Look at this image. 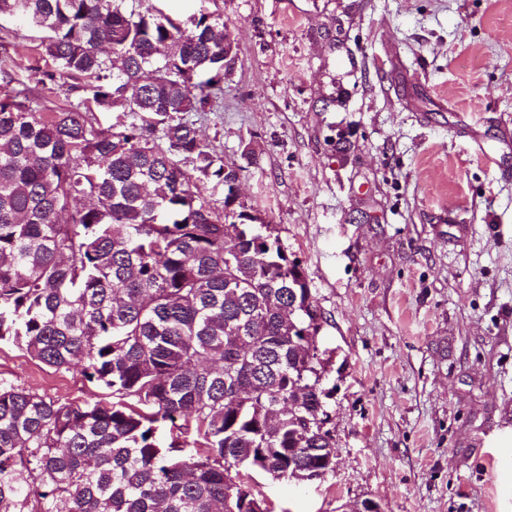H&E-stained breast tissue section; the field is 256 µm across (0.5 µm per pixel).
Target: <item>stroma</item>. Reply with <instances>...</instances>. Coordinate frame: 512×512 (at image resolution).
<instances>
[{"label": "stroma", "mask_w": 512, "mask_h": 512, "mask_svg": "<svg viewBox=\"0 0 512 512\" xmlns=\"http://www.w3.org/2000/svg\"><path fill=\"white\" fill-rule=\"evenodd\" d=\"M221 15L224 101L194 112L238 200L304 270L325 321L336 467L242 478L270 512H512V0H142ZM0 19L37 105L85 101ZM0 379L111 402L0 343Z\"/></svg>", "instance_id": "obj_1"}]
</instances>
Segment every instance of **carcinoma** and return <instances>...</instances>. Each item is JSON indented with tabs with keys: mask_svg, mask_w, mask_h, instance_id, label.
Returning a JSON list of instances; mask_svg holds the SVG:
<instances>
[{
	"mask_svg": "<svg viewBox=\"0 0 512 512\" xmlns=\"http://www.w3.org/2000/svg\"><path fill=\"white\" fill-rule=\"evenodd\" d=\"M137 2L0 0L94 103L39 110L0 65V342L112 391L0 380V512H270L231 468L332 471L321 308L182 118L224 98L237 44L204 9Z\"/></svg>",
	"mask_w": 512,
	"mask_h": 512,
	"instance_id": "cac0c4a2",
	"label": "carcinoma"
}]
</instances>
